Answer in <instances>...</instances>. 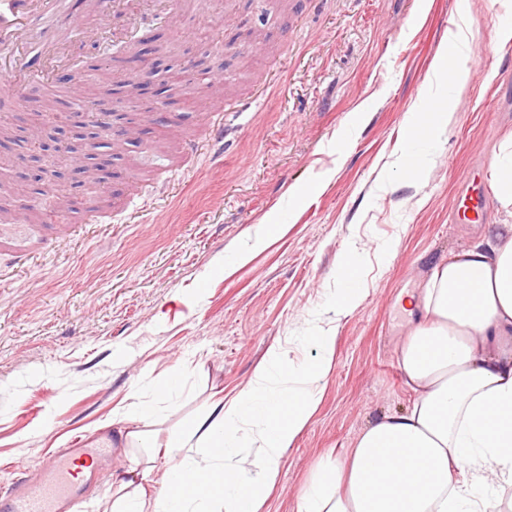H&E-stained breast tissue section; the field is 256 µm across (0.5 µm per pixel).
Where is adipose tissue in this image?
<instances>
[{"instance_id": "1", "label": "adipose tissue", "mask_w": 512, "mask_h": 512, "mask_svg": "<svg viewBox=\"0 0 512 512\" xmlns=\"http://www.w3.org/2000/svg\"><path fill=\"white\" fill-rule=\"evenodd\" d=\"M403 304L416 316L397 349L408 408L319 458L296 512H492L490 477L512 484V224L486 225ZM311 340L318 357L289 372L288 388L267 384L283 367L281 349L270 347L235 396L212 394L179 438L113 469L111 512H264L283 454L308 426L335 363V327L314 325ZM248 420L261 429L245 456L238 430Z\"/></svg>"}]
</instances>
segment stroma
I'll list each match as a JSON object with an SVG mask.
<instances>
[{
  "instance_id": "1",
  "label": "stroma",
  "mask_w": 512,
  "mask_h": 512,
  "mask_svg": "<svg viewBox=\"0 0 512 512\" xmlns=\"http://www.w3.org/2000/svg\"><path fill=\"white\" fill-rule=\"evenodd\" d=\"M464 12L472 34L456 48ZM181 25L189 36L142 27L156 66L131 112L141 134L97 191L67 172L62 212L0 224V241L28 255H0V492L18 478L17 455L35 474L59 448L151 402L178 369L171 402L150 419L165 442L211 392L245 386L270 346L294 365L314 362L310 323L333 321L334 369L267 502L266 512H294L320 455L408 405L396 351L410 318L399 296L420 292L431 267L484 225L512 218L496 204L478 224L456 216L460 177L479 168L489 190L499 139L512 130V42L495 36L512 27V0H212ZM248 28L262 32L261 48L243 40ZM450 48L469 70L460 88L432 67ZM199 59L223 68L222 94H210ZM80 60L91 100L124 99V83L95 75L128 73L122 57L98 48ZM175 72L184 94L172 133L151 109ZM436 94L457 102L446 132L409 139L411 113ZM35 121L90 131L58 81L0 107L9 125L0 178L33 209L50 195L19 164ZM390 240L395 255L380 258ZM246 250L251 259L237 264ZM348 251L367 295L340 317L330 295Z\"/></svg>"
}]
</instances>
